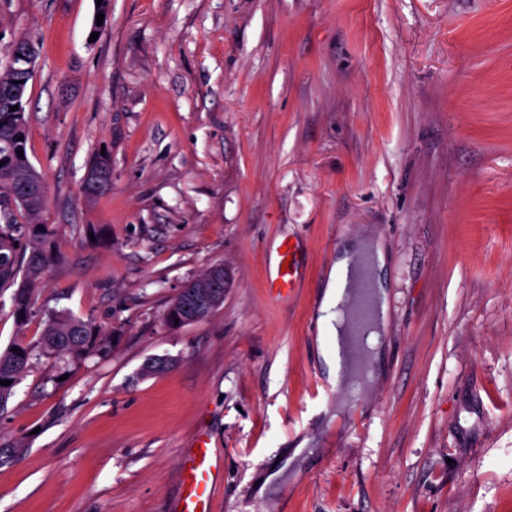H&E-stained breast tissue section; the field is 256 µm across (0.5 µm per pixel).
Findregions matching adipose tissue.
<instances>
[{
  "label": "adipose tissue",
  "instance_id": "ef3b65f1",
  "mask_svg": "<svg viewBox=\"0 0 512 512\" xmlns=\"http://www.w3.org/2000/svg\"><path fill=\"white\" fill-rule=\"evenodd\" d=\"M384 246L380 239L364 235L337 253L332 263L319 309L318 335L325 340L323 360L329 377L343 383L361 374H372L377 348L388 322L384 281ZM369 302L371 328L367 341L357 335L355 311H344L343 299Z\"/></svg>",
  "mask_w": 512,
  "mask_h": 512
}]
</instances>
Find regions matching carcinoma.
Returning <instances> with one entry per match:
<instances>
[{"mask_svg": "<svg viewBox=\"0 0 512 512\" xmlns=\"http://www.w3.org/2000/svg\"><path fill=\"white\" fill-rule=\"evenodd\" d=\"M22 78L15 68L4 66L0 70V290L14 285L18 273H23L22 284L14 291L12 313L17 322L27 320L32 306V290L45 270L55 261L51 248L49 228L25 221L27 217L39 215L47 206V186L28 159L18 156V151L26 150L27 121L25 113L11 112L8 98L13 86ZM88 173L91 178L85 182V190L90 195L101 194L112 181V168L108 156L98 154L92 160ZM28 254L25 267H18V255ZM220 268L205 270L181 289L169 306L165 322L168 326L180 327L189 324L187 315L204 300L205 295L217 292L212 287L213 274ZM43 347L58 357L68 356L78 361L91 352L104 346L106 338L91 323L75 316L51 317L46 322ZM32 350L21 343L0 353V380H8L7 386L0 385V412L3 411L13 388L28 369Z\"/></svg>", "mask_w": 512, "mask_h": 512, "instance_id": "1", "label": "carcinoma"}]
</instances>
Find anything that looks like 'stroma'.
<instances>
[{
  "label": "stroma",
  "instance_id": "stroma-1",
  "mask_svg": "<svg viewBox=\"0 0 512 512\" xmlns=\"http://www.w3.org/2000/svg\"><path fill=\"white\" fill-rule=\"evenodd\" d=\"M0 0V67L39 55L26 150L58 256L0 352V512H178L198 436L215 512H512V0ZM106 152L112 184L87 196ZM110 238L92 240V228ZM386 249L372 378L336 386L318 301ZM295 248L270 293L271 244ZM223 265L224 301L166 312ZM111 338L39 353L50 314ZM152 358L166 371L146 376ZM285 250V253H282ZM276 259L273 265H268L267 283L271 291H275L279 296L287 295L288 289L293 288L298 277V268L294 261V250L288 241L280 242L276 247ZM291 256L288 263L289 271L281 272V266L285 260ZM222 267H215L205 270L196 279L189 283V288H182L178 296L174 299L172 304L169 306L165 322L170 327H182L187 324L195 323L207 318L216 308L203 311L200 318L188 321L187 315L191 313L192 309H196L197 302H202L205 298V294L222 292L224 288H210L213 284V274L221 271ZM188 307V309H187ZM174 318L178 319V324H175ZM16 348V352L12 351ZM32 350L21 343H14L6 351L0 353V380H8V386L0 385V412H2L13 395V388L28 369Z\"/></svg>",
  "mask_w": 512,
  "mask_h": 512
}]
</instances>
